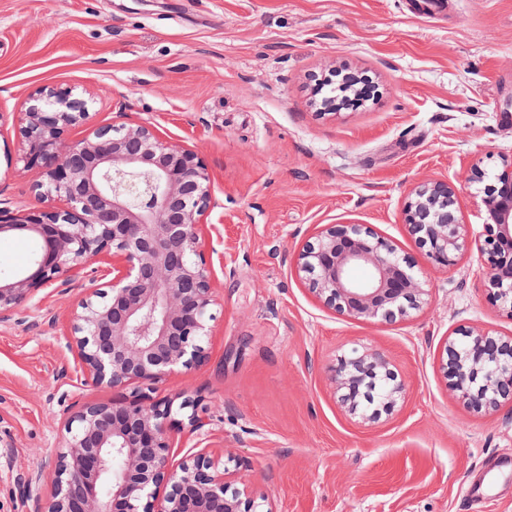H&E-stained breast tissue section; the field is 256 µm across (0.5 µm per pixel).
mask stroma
<instances>
[{
	"mask_svg": "<svg viewBox=\"0 0 512 512\" xmlns=\"http://www.w3.org/2000/svg\"><path fill=\"white\" fill-rule=\"evenodd\" d=\"M341 67L373 74L380 95L320 113L311 79ZM55 84L93 97V123H154L211 175L209 358L158 394L200 402L239 481L277 512H468L462 490L486 472L482 512H512V404L471 412L440 370L457 329L512 336V318L486 304L476 254L430 269L401 220L416 183L445 179L469 235L482 233L465 176L512 157V0H426L418 13L407 0H0V110ZM20 150L15 132L0 138V200L32 208L38 170L6 163ZM345 221L425 271L422 310L357 321L309 293L295 256ZM97 268L74 273L67 294L22 303L24 322L0 323V449L15 470L45 466L74 402L116 397L81 382L64 345ZM353 348L385 351L406 385L380 421L333 397L329 368Z\"/></svg>",
	"mask_w": 512,
	"mask_h": 512,
	"instance_id": "stroma-1",
	"label": "stroma"
}]
</instances>
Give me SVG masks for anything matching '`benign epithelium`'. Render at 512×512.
<instances>
[{"mask_svg": "<svg viewBox=\"0 0 512 512\" xmlns=\"http://www.w3.org/2000/svg\"><path fill=\"white\" fill-rule=\"evenodd\" d=\"M93 98L50 85L30 95L16 118L21 161L36 168L38 209H0V236L36 243L28 267L0 275V323L20 302L52 288L67 292L73 271L106 261L102 287L73 312L65 347L77 376L120 400L84 402L65 422L66 436L48 471L13 476L30 512H277L256 498L209 451L210 423L196 405L155 397L167 376L208 358L214 288L203 254L211 176L199 154L164 139L150 123L95 125ZM84 128L79 139L67 138ZM466 181L483 194L485 233L461 224L459 188L417 183L402 222L433 269L477 254L486 302L512 318V161L499 174L478 165ZM369 272L364 281L353 269ZM297 275L325 306L361 321L396 322L423 308L424 274L395 245L355 222L326 224L299 250ZM442 368L448 388L475 413L512 402V336L459 329ZM334 397L351 416L377 421L405 397V385L379 349H352L330 368ZM189 410L198 451L172 462L175 409Z\"/></svg>", "mask_w": 512, "mask_h": 512, "instance_id": "1", "label": "benign epithelium"}]
</instances>
